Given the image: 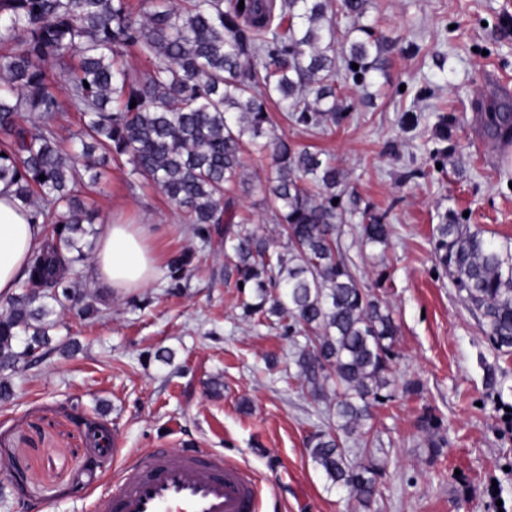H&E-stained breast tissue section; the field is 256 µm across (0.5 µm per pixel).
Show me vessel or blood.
I'll list each match as a JSON object with an SVG mask.
<instances>
[{"instance_id": "b4317fda", "label": "vessel or blood", "mask_w": 512, "mask_h": 512, "mask_svg": "<svg viewBox=\"0 0 512 512\" xmlns=\"http://www.w3.org/2000/svg\"><path fill=\"white\" fill-rule=\"evenodd\" d=\"M105 512H257L253 473L223 455L154 448L115 470Z\"/></svg>"}]
</instances>
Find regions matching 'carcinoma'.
Wrapping results in <instances>:
<instances>
[{
	"mask_svg": "<svg viewBox=\"0 0 512 512\" xmlns=\"http://www.w3.org/2000/svg\"><path fill=\"white\" fill-rule=\"evenodd\" d=\"M244 9H239V2ZM366 0H0V182L42 221L46 238L30 257L21 292L0 305V398L12 395L19 365L47 357L52 316L75 304L100 314L102 300L72 286L91 255L96 214L80 187L96 168L126 158L130 174L154 183L180 208L203 243L223 224L224 255L251 289L243 315L271 317L294 341L295 378L315 400L336 385L333 423L307 441L330 485L370 508L385 466L368 450L365 428L391 381L398 326L362 287L340 246L357 215L365 247H386L389 225L367 216L336 165L274 134L268 105L305 129L337 124L349 106L336 95V10L350 19L346 76L355 85L381 70L380 41L363 22ZM134 48L147 66L126 61ZM358 64L353 69L352 64ZM82 123L78 145L62 147L56 80ZM135 107H130L131 102ZM489 134H512V112H493ZM269 148L263 202L286 239L235 224L248 218L230 195L247 184L243 155ZM45 180H40V176ZM337 204H332V201ZM438 264L478 311L497 349L512 348V239L485 236L446 216L432 229ZM192 273L189 257L169 261L172 286ZM362 445L353 463L346 443Z\"/></svg>",
	"mask_w": 512,
	"mask_h": 512,
	"instance_id": "carcinoma-1",
	"label": "carcinoma"
}]
</instances>
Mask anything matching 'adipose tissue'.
I'll return each instance as SVG.
<instances>
[{"instance_id": "ef3b65f1", "label": "adipose tissue", "mask_w": 512, "mask_h": 512, "mask_svg": "<svg viewBox=\"0 0 512 512\" xmlns=\"http://www.w3.org/2000/svg\"><path fill=\"white\" fill-rule=\"evenodd\" d=\"M46 235L30 209L0 183V299L14 295L25 279L28 258ZM155 230L150 224L114 221L100 231L91 261L95 280L113 293L124 295L148 286L156 279L159 265L153 248Z\"/></svg>"}]
</instances>
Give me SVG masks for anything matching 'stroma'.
I'll return each instance as SVG.
<instances>
[{
	"mask_svg": "<svg viewBox=\"0 0 512 512\" xmlns=\"http://www.w3.org/2000/svg\"><path fill=\"white\" fill-rule=\"evenodd\" d=\"M383 70L345 85L338 125L306 130L271 116L277 133L332 158L350 191L391 227L385 252L343 245L353 271L393 313L391 396L375 405L374 448L385 474L370 510L330 489L306 441L327 405L301 393L295 348L276 321L244 320L243 294L222 249L206 247L183 214L126 161L101 170L87 194L98 224L122 218L156 228L161 272L132 295H107L99 317L64 313L52 352L12 377L0 401V512H104L112 464L87 421L121 451L204 448L250 469L258 512H494L498 481L512 501V349L492 347L482 320L436 260L432 228L465 216L512 238V151L488 150L485 116L512 105V0H367ZM248 187H233L251 229L283 246L258 181L268 152L244 154ZM195 273L170 286L171 256ZM433 414L437 429L425 427ZM445 444L432 454L429 440Z\"/></svg>",
	"mask_w": 512,
	"mask_h": 512,
	"instance_id": "obj_1",
	"label": "stroma"
}]
</instances>
